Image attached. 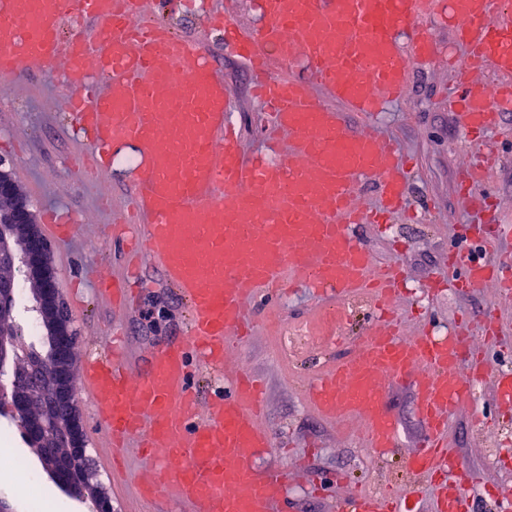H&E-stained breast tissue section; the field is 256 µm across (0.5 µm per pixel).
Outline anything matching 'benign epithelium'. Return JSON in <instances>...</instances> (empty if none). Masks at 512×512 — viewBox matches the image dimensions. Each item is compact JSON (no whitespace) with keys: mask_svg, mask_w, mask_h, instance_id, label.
Here are the masks:
<instances>
[{"mask_svg":"<svg viewBox=\"0 0 512 512\" xmlns=\"http://www.w3.org/2000/svg\"><path fill=\"white\" fill-rule=\"evenodd\" d=\"M51 269L48 240L11 173L0 169V376H9L0 381V404L60 488L91 499L95 512H113L88 453L72 376L75 335ZM17 272L30 284L43 350L20 344Z\"/></svg>","mask_w":512,"mask_h":512,"instance_id":"1","label":"benign epithelium"}]
</instances>
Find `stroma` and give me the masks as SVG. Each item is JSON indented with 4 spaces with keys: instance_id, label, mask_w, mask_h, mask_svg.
<instances>
[{
    "instance_id": "35a3bbf8",
    "label": "stroma",
    "mask_w": 512,
    "mask_h": 512,
    "mask_svg": "<svg viewBox=\"0 0 512 512\" xmlns=\"http://www.w3.org/2000/svg\"><path fill=\"white\" fill-rule=\"evenodd\" d=\"M156 19L170 25L205 52L216 50V39L206 33L197 6L189 5L180 17L157 9ZM224 80L234 90V120L254 148H261L263 110L252 98L250 75L229 55L219 57ZM63 91L61 67L34 69L28 78L0 83V166L8 170L20 185L35 216L54 210L74 220L75 232L66 242H52V267L75 332V374H82L88 356L107 354L105 338L113 327H121L132 350L146 355L152 343L184 334L189 321L186 304L165 283L154 265L140 263L131 280L133 291L128 310H113L96 293L99 281L118 273L124 263L122 250L105 232L112 222L113 210L130 201L131 165L125 156H117L109 177L101 178L84 169L72 167L70 156L76 148L71 119L60 107ZM445 83L430 65H416L406 100L392 104L381 120L403 151L417 160L411 175V203L423 212L419 223L395 224L387 237L374 236L370 225L359 230L380 261L402 257L408 279L399 314L406 323V336L418 334L423 326L421 314L431 309L434 335L463 330L475 335L474 325L459 326L460 318L476 317L493 306L491 289L483 288L466 295L443 291L434 295L424 291L428 273L440 271L448 244L472 214L460 205L456 194L458 166L467 146L465 136L442 104ZM325 298L312 290L288 293L282 302L287 326L313 336L325 335L323 317ZM255 310L262 319L236 353L242 365L265 384V424L275 438L273 449L265 451L259 462L264 466H285L299 471V480L289 485L296 512H336L334 505L342 495L329 481L340 475L351 476L356 488L372 491L395 481L403 489L429 502L432 487L416 484L407 475L404 462L422 439L425 426L418 414L416 394L405 382L392 384L388 403L400 429V446L387 461L373 457L367 448L348 434V423H330L317 416L307 405L303 384L319 369L322 346L303 348L289 358L278 350L277 333L264 302ZM88 449L98 461L99 479L117 512H150L146 503L131 491V473L112 474L101 465L108 450L95 435H88ZM512 441V419L488 418L474 422L469 409H461L449 435L452 452L459 455L475 476V487L498 485L512 489V472L492 466L489 456L507 441ZM9 452L28 464L25 473L15 475L12 485L0 484V499L12 512H30L29 488L51 494L67 503L68 512H91V503L67 498L41 470L37 456L22 440L9 444ZM328 483L325 494H311L309 484Z\"/></svg>"
}]
</instances>
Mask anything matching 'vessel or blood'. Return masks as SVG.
Wrapping results in <instances>:
<instances>
[{
	"mask_svg": "<svg viewBox=\"0 0 512 512\" xmlns=\"http://www.w3.org/2000/svg\"><path fill=\"white\" fill-rule=\"evenodd\" d=\"M266 25L229 20L222 0H203L209 27L223 30L269 109L270 151L250 147L229 120L235 93L215 62L171 28L153 22L150 0H0V78L62 64L65 112L89 137L96 172L124 148L139 155L133 201L114 222V241L139 251L186 301L190 327L160 340L147 363L113 337L112 352L89 359L83 390L94 430L113 454L138 448L137 495L180 512H295L282 466L259 467L275 441L261 423L263 385L235 360L230 341L254 324L257 295L278 304L283 287L311 288L345 301L367 294L380 308L398 298L400 265L377 263L358 237L364 224L409 219V157L378 120L404 97L415 63L440 52L432 27L449 31L448 97L457 126L482 149L458 169V198L480 213L491 194L496 149L488 136L512 112V9L499 0H253ZM107 81L94 87L95 74ZM374 183L377 199L362 195ZM480 238L482 255L449 246V288L494 285L512 301V238L500 224ZM499 342L507 325L496 308L475 322ZM471 337H400L372 320L358 349L310 386L331 420L355 418L380 457L399 446L388 408L391 383L411 382L425 433L412 471L442 483L432 512H476L464 461L448 449L454 418L483 376L492 398L512 409V371L488 355L468 358ZM224 376L223 391L200 402L193 362ZM338 512H413L402 491L354 493Z\"/></svg>",
	"mask_w": 512,
	"mask_h": 512,
	"instance_id": "obj_1",
	"label": "vessel or blood"
}]
</instances>
